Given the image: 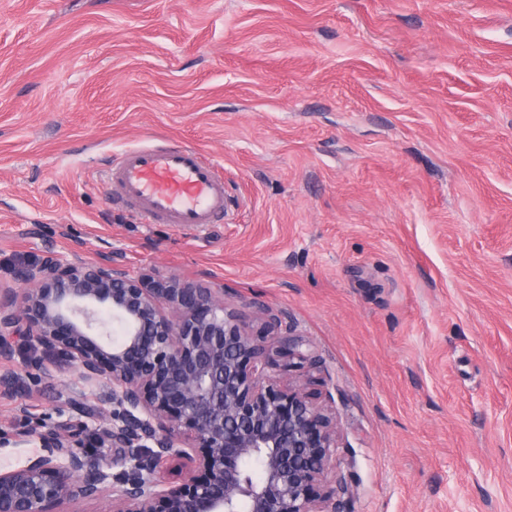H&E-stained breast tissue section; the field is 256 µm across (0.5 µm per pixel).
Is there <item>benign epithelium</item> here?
Instances as JSON below:
<instances>
[{
	"instance_id": "obj_1",
	"label": "benign epithelium",
	"mask_w": 512,
	"mask_h": 512,
	"mask_svg": "<svg viewBox=\"0 0 512 512\" xmlns=\"http://www.w3.org/2000/svg\"><path fill=\"white\" fill-rule=\"evenodd\" d=\"M13 279L27 289L0 291V362L21 341L46 354L35 367L50 384L56 363H71L77 381L57 413L97 425L1 428L0 446L36 441L48 455L0 472V512H74L104 493L110 512H346L336 417L306 385L271 374L270 347L303 357L285 317L264 311L256 337L224 287L133 276L115 256L88 264L48 254ZM23 391L18 373H0V399L20 415ZM173 461L184 470L178 484L165 477Z\"/></svg>"
}]
</instances>
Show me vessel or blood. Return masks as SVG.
Returning <instances> with one entry per match:
<instances>
[{"instance_id":"b4317fda","label":"vessel or blood","mask_w":512,"mask_h":512,"mask_svg":"<svg viewBox=\"0 0 512 512\" xmlns=\"http://www.w3.org/2000/svg\"><path fill=\"white\" fill-rule=\"evenodd\" d=\"M106 183L113 203L144 224L199 229L227 213L219 165L186 144L126 149L113 159Z\"/></svg>"}]
</instances>
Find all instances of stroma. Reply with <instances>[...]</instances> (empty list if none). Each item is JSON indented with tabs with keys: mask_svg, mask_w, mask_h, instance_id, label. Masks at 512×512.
Segmentation results:
<instances>
[{
	"mask_svg": "<svg viewBox=\"0 0 512 512\" xmlns=\"http://www.w3.org/2000/svg\"><path fill=\"white\" fill-rule=\"evenodd\" d=\"M223 167L197 231L115 208V152ZM284 312L349 512H512V0H0V289L47 252ZM19 347L27 419L76 425Z\"/></svg>",
	"mask_w": 512,
	"mask_h": 512,
	"instance_id": "obj_1",
	"label": "stroma"
}]
</instances>
